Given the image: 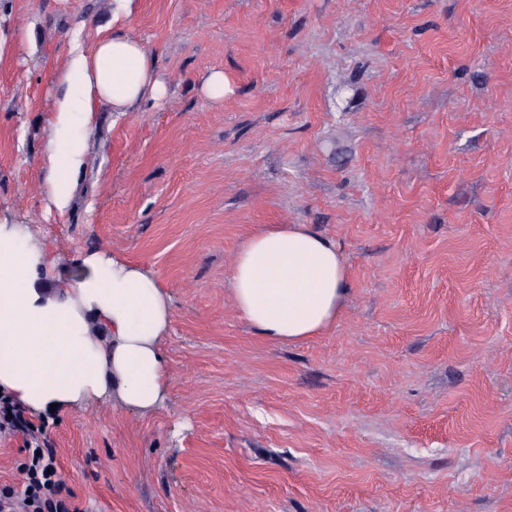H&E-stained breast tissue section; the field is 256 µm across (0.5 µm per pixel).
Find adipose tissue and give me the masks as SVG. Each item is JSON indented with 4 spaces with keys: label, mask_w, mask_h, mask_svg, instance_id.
Instances as JSON below:
<instances>
[{
    "label": "adipose tissue",
    "mask_w": 512,
    "mask_h": 512,
    "mask_svg": "<svg viewBox=\"0 0 512 512\" xmlns=\"http://www.w3.org/2000/svg\"><path fill=\"white\" fill-rule=\"evenodd\" d=\"M65 82L47 140L50 198L60 207L72 197V173L85 151L84 140L61 135L71 112L102 105L134 112L167 96L156 55L123 26L73 56ZM84 263L88 274L66 295L46 293L34 278L53 258L43 249L18 254L14 230L0 225V392L34 412L73 411L110 395L132 409H155L166 397L161 342L171 324L169 296L145 266L97 252ZM347 293L339 248L303 224L252 234L234 259V307L273 341L319 335L335 322Z\"/></svg>",
    "instance_id": "obj_1"
}]
</instances>
